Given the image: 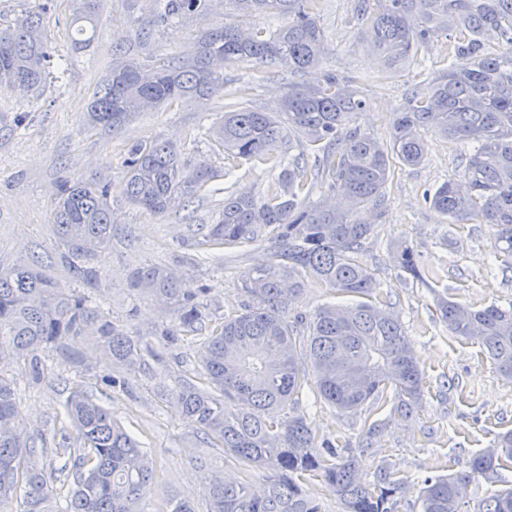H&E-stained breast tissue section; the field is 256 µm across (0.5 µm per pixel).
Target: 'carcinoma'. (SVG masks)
<instances>
[{
  "mask_svg": "<svg viewBox=\"0 0 512 512\" xmlns=\"http://www.w3.org/2000/svg\"><path fill=\"white\" fill-rule=\"evenodd\" d=\"M99 0H76L74 45L93 40ZM215 0H161L151 19L162 27L177 19L208 14ZM234 19L196 40L190 50L150 70L113 57L86 109L88 122L114 133L133 115L188 98L222 102L224 119L208 132L213 153L246 163L281 168L278 185L263 199L230 193L213 224H199L181 247H233L269 243L267 261L241 276L252 299L245 312L202 335L215 304L208 289L182 291L177 267L146 265L130 277L131 287L157 297L169 322L151 335L112 321L84 294H62L51 279L31 267L0 269V362L23 360L32 378L44 377L42 354L49 345L68 361L87 358L67 351L66 340L96 337L99 359L130 370L183 342H198L202 371L181 379L175 398L194 417L207 439L245 466L270 471L261 495L239 477H214L205 487L206 512H321L303 488L320 476L345 512H395L403 480L390 467L366 484L356 459L319 441L305 417L293 413L305 388L342 413L390 405L413 413L424 393L423 372L400 316L362 297L377 288L374 273L360 258L376 221L387 209L385 186L390 159L418 165L426 157L423 133L435 132L471 146L459 178L441 185L431 205L453 221L495 229L494 257L512 264V0H356L364 35L391 70L414 59L426 43L448 38L454 62L412 91L394 113L389 141L361 130L356 115L367 101L355 80L328 72L317 86L290 82L276 108L261 111L225 101L224 71L243 64L296 75L323 60L324 35L318 0H229ZM39 5L14 24L0 28V85L38 89L50 58L41 32ZM261 14L288 18L269 34L252 24ZM295 140L300 152L280 151ZM127 201L151 216L190 201L207 183L224 177L204 160L189 164L172 141L135 143L126 159ZM323 192L307 201L313 186ZM112 183L63 176L57 182L54 224L66 252L63 262L88 287L100 269L88 267L112 238L115 223ZM397 268L423 279L412 249L394 247ZM311 276L339 294L357 296L352 306L318 308L297 329L288 309ZM438 318L454 335L481 345L498 374L512 381V307L474 309L444 296ZM221 393L216 397L215 393ZM73 434L61 436L64 465L48 470L46 449L28 433L12 382L0 375V503L20 499V512H51L56 488L67 483L65 512H148L143 492L156 469L140 442L127 433L93 395L73 390L66 400ZM501 453L475 457L469 474L427 477L422 512H512V488L475 504L456 505V492L477 476L497 481L503 460L512 461V430L498 439Z\"/></svg>",
  "mask_w": 512,
  "mask_h": 512,
  "instance_id": "cac0c4a2",
  "label": "carcinoma"
}]
</instances>
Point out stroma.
Masks as SVG:
<instances>
[{
	"instance_id": "obj_1",
	"label": "stroma",
	"mask_w": 512,
	"mask_h": 512,
	"mask_svg": "<svg viewBox=\"0 0 512 512\" xmlns=\"http://www.w3.org/2000/svg\"><path fill=\"white\" fill-rule=\"evenodd\" d=\"M74 3L51 0L42 12V32L52 53L46 82L33 92L0 87V267L34 262L58 290L83 289L60 260L63 247L53 221L56 184L63 175L109 179L118 222L102 257L97 287L83 290L114 322L148 333L169 315L155 297L131 288V273L149 264H174L190 225L214 223L225 192L264 197L278 173L208 150L200 131L219 121L224 111L206 99L136 114L115 134L85 125L87 103L113 51L149 69L184 53L210 21L193 18L156 29L150 25L155 0H102L99 37L77 52L71 45ZM319 21L325 35L323 70L359 81L369 107L356 122L384 141L394 112L412 90L450 63L449 42L439 36L421 49L419 60L405 63L386 80L384 63L371 52L356 19L354 0H320ZM288 81L287 72L270 74L245 64L226 72L224 93L269 110ZM20 114L26 126L16 125L14 118ZM157 139L196 143L202 159L224 167L226 175L216 190L200 192L190 206L152 218L126 201L123 187L129 146ZM425 141L427 154L421 164L393 161L385 189L387 212L362 255L377 279L374 301L393 307L404 324L424 373L423 400L406 419L378 411L385 425L377 447L371 449L360 445L366 411L342 414L309 396L298 407L317 437L354 450L363 481L372 480L375 470L386 464L405 480L396 512H422L424 478L468 471L473 456L495 448L498 434L512 429V382L497 375L479 345L451 335L433 305L437 293L478 307L512 304V266L495 264L492 227L451 223L426 202V194L459 176L465 147L435 133L426 134ZM401 241L412 247L426 272L425 282L395 267L393 246ZM266 258L265 248L257 244L214 254L200 251L194 263L182 265V286L190 291L209 288L220 303L218 316L232 317L250 303L241 275ZM44 358L49 372L39 382L32 380L21 360L0 365V371L14 384L24 425L43 436L47 465L59 463L60 436L71 430L64 403L70 387L80 383L155 459L157 475L145 494L149 512L173 496L193 502L196 512H206L204 480L212 476L243 473L254 490H264V470H241L220 444L204 439L194 420L163 397L184 375L199 369L194 345L169 350L163 361H149L140 372L93 360L76 367L52 348Z\"/></svg>"
}]
</instances>
